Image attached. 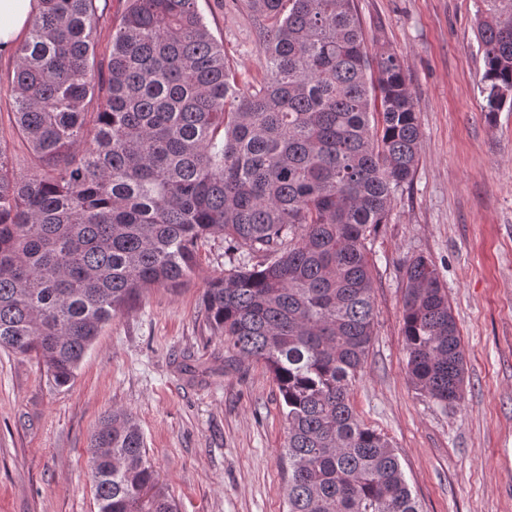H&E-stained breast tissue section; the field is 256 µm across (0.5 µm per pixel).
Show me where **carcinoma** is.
<instances>
[{
	"mask_svg": "<svg viewBox=\"0 0 512 512\" xmlns=\"http://www.w3.org/2000/svg\"><path fill=\"white\" fill-rule=\"evenodd\" d=\"M41 2L11 82L34 167L17 172L0 141V350L69 384L114 316L148 288L187 286L199 243L221 238L229 268L201 312L282 396L288 512H419L348 394L373 336L369 237L419 161L401 59L371 65L353 0H247L269 73L253 86L198 0H127L102 68L96 0ZM483 4L493 116L512 106V0ZM405 275L409 377L454 405L465 370L448 293L423 255ZM88 464L98 512H176L131 414L100 419Z\"/></svg>",
	"mask_w": 512,
	"mask_h": 512,
	"instance_id": "1",
	"label": "carcinoma"
}]
</instances>
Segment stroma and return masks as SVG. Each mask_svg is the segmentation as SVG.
Here are the masks:
<instances>
[{"label": "stroma", "instance_id": "stroma-1", "mask_svg": "<svg viewBox=\"0 0 512 512\" xmlns=\"http://www.w3.org/2000/svg\"><path fill=\"white\" fill-rule=\"evenodd\" d=\"M367 50L405 65L421 130L410 185L369 242L374 334L350 387L359 420L384 435L420 512H512V107L488 117L476 38L482 0H354ZM241 78L267 81L244 0H198ZM0 53V141L16 171L33 158ZM431 258L448 289L465 356L462 400L415 389L401 332L405 269ZM224 242L198 250L193 281L144 291L104 327L66 386L36 359L0 350V512H98L88 441L112 410L131 413L178 512H287V423L264 364L235 362L206 330L200 299L223 275Z\"/></svg>", "mask_w": 512, "mask_h": 512}]
</instances>
